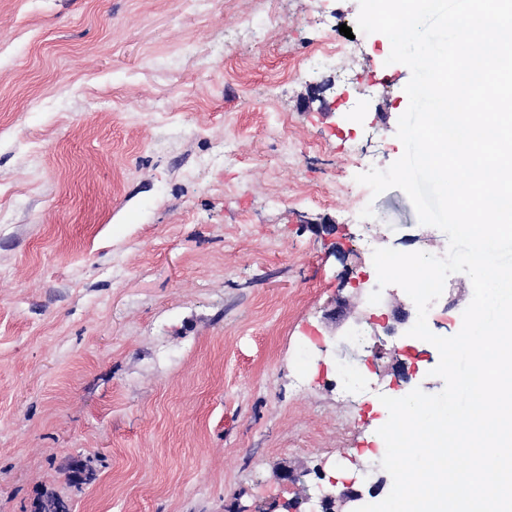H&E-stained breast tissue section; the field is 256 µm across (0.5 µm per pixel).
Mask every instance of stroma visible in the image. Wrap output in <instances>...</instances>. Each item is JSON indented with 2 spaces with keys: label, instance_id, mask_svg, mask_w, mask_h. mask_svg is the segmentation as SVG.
Returning a JSON list of instances; mask_svg holds the SVG:
<instances>
[{
  "label": "stroma",
  "instance_id": "1",
  "mask_svg": "<svg viewBox=\"0 0 512 512\" xmlns=\"http://www.w3.org/2000/svg\"><path fill=\"white\" fill-rule=\"evenodd\" d=\"M358 14L0 0V512L51 493L71 512H320L385 477L380 395L444 382L431 343H350L389 314L355 283L373 249L448 241L355 180L402 156L411 77ZM324 41L351 51L311 57ZM472 295L450 275L429 329L458 333ZM348 361L368 389L344 399ZM85 459L94 480L71 484Z\"/></svg>",
  "mask_w": 512,
  "mask_h": 512
}]
</instances>
